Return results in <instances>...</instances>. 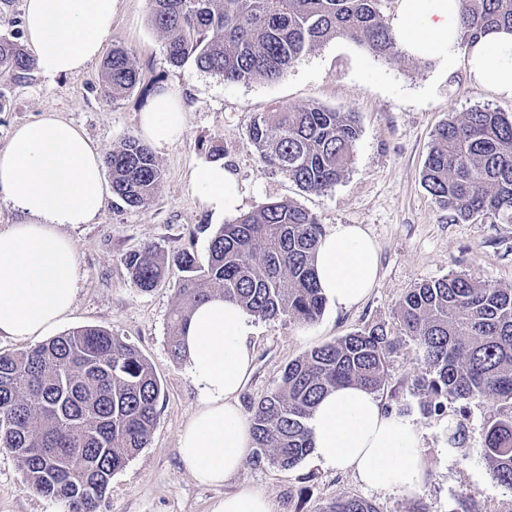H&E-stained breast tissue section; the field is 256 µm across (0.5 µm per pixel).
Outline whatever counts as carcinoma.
I'll list each match as a JSON object with an SVG mask.
<instances>
[{"label":"carcinoma","mask_w":512,"mask_h":512,"mask_svg":"<svg viewBox=\"0 0 512 512\" xmlns=\"http://www.w3.org/2000/svg\"><path fill=\"white\" fill-rule=\"evenodd\" d=\"M151 21L166 37L169 62L193 60L229 83L277 82L292 63L336 37L373 56H401L381 0H150ZM459 46L500 26L512 28V0H459ZM31 59L18 38H0V75L25 78ZM104 88L123 94L139 82L129 53L104 61ZM359 127L353 112L279 105L255 114L248 134L262 161L301 188L319 192L348 170ZM112 195L130 208L148 205L162 179L149 149L134 137L105 157ZM426 190L455 222L483 217L512 223V116L475 108L438 126L423 172ZM322 227L286 201H272L224 224L210 237L207 267L179 251L183 276L167 326L171 356L185 358L183 330L198 304L215 295L261 319L288 316L313 323L325 297L314 261ZM121 263L144 292L165 276L167 258L153 245ZM403 334L423 353L429 374L416 379L427 413L444 400L488 397L508 404L489 422L485 457L512 492V288L454 273L419 283L398 303ZM393 340L379 325L306 351L288 363L280 383L250 409L252 463L292 469L312 448L307 421L323 394L385 383ZM161 384L132 345L104 328H74L29 350L0 354V447L10 450L26 488L58 500L64 512H98L112 475L148 446ZM326 512H376L342 497Z\"/></svg>","instance_id":"carcinoma-1"}]
</instances>
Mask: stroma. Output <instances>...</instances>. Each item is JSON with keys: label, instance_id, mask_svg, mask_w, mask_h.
<instances>
[{"label": "stroma", "instance_id": "stroma-1", "mask_svg": "<svg viewBox=\"0 0 512 512\" xmlns=\"http://www.w3.org/2000/svg\"><path fill=\"white\" fill-rule=\"evenodd\" d=\"M165 43L151 22L149 0H116L103 50L127 49L140 74L133 90L106 96L97 62L80 74L54 79L35 68L19 81L0 77V148L9 144L17 126L53 112L109 154L139 135V115L160 85L179 93L187 109L182 139L156 155L163 176L147 206L130 208L108 199L95 223L61 227L77 251L80 289L60 331L101 326L134 344L153 366L163 392L150 445L113 474L100 512H211L216 499L243 485L266 494L276 512H324L347 496L372 503L377 512H462L466 506L472 512H512V492L496 482L485 458L487 427L501 403L485 397L466 403L451 399L442 412L426 413V397L414 380L427 365L402 335L397 317V304L409 288L451 273L512 288V223L450 221L422 180L439 124L477 107L512 115V98L476 83L464 58H457L451 70L435 55L385 60L344 38L303 55L276 83L229 84L190 61L172 66ZM275 104H318L357 113L360 135L351 164L335 186L303 190L288 174L261 161L247 127L254 114ZM218 135L224 139L223 160L243 190L234 214L214 213L191 184L193 170L210 163L206 145ZM282 200L314 214L326 231L339 224L361 225L376 243L379 275L359 307L339 311L326 304L314 323L285 316L252 318L253 371L241 405L250 408L272 392L288 362L307 350L367 325L383 326L395 344L377 397L388 411L413 419L418 427L426 469L418 494L367 488L352 473L321 466L310 455L290 470L245 463L220 487L200 484L183 466L178 438L197 395L184 362L172 359L167 340L181 273L170 267L157 288L144 292L133 284L121 258L152 244L168 257L189 249L199 264H206L209 239L219 225ZM452 426L461 432L453 452L448 449ZM0 512H61L57 501L25 488L23 471L6 449H0Z\"/></svg>", "mask_w": 512, "mask_h": 512}]
</instances>
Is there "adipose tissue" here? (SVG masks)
I'll return each instance as SVG.
<instances>
[{
    "label": "adipose tissue",
    "instance_id": "adipose-tissue-1",
    "mask_svg": "<svg viewBox=\"0 0 512 512\" xmlns=\"http://www.w3.org/2000/svg\"><path fill=\"white\" fill-rule=\"evenodd\" d=\"M115 0H24L23 23L39 72L48 78L82 72L112 32ZM460 29L458 0H401L395 32L411 56L441 54L454 64ZM472 78L512 97V31L481 34L467 51ZM140 127L156 150L178 141L186 114L175 92L158 87ZM103 159L72 123L48 114L15 128L0 149V195L20 222L0 231V338L25 340L50 333L72 311L78 256L64 224H89L104 205ZM192 183L206 206L232 212L242 190L236 174L214 162L197 168ZM379 271L373 239L358 224H339L322 236L316 275L337 309L360 305ZM252 326L236 303L216 297L192 313L183 336L197 407L178 448L200 483L220 486L236 476L253 451L239 396L252 369ZM308 426L324 466L354 474L366 486L412 495L425 479L420 435L407 417L386 414L359 386L326 395Z\"/></svg>",
    "mask_w": 512,
    "mask_h": 512
}]
</instances>
